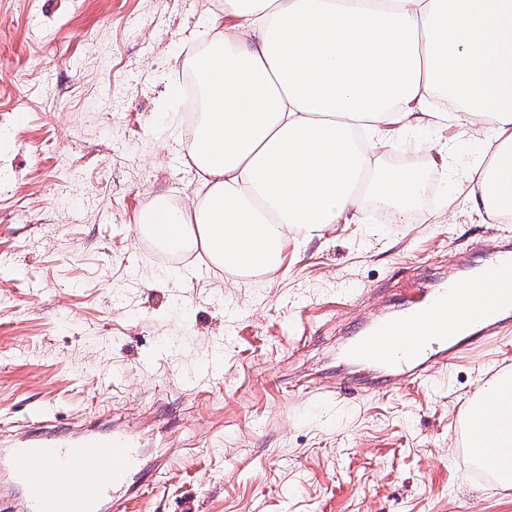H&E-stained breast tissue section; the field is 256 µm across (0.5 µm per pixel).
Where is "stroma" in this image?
I'll return each mask as SVG.
<instances>
[{"mask_svg": "<svg viewBox=\"0 0 512 512\" xmlns=\"http://www.w3.org/2000/svg\"><path fill=\"white\" fill-rule=\"evenodd\" d=\"M216 0H0V433L50 410L69 436L112 417L172 466L133 512H512L462 450L466 402L512 370V337L424 387L338 402L339 336L512 222L472 205L476 138L448 120L378 151L419 180L409 223L291 239L251 279L135 231L195 196L183 78ZM219 357L203 393L183 377ZM307 382L295 391L297 382Z\"/></svg>", "mask_w": 512, "mask_h": 512, "instance_id": "1", "label": "stroma"}]
</instances>
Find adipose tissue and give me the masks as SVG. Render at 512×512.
<instances>
[{"label":"adipose tissue","instance_id":"adipose-tissue-1","mask_svg":"<svg viewBox=\"0 0 512 512\" xmlns=\"http://www.w3.org/2000/svg\"><path fill=\"white\" fill-rule=\"evenodd\" d=\"M206 34L192 60L206 110L189 146L206 190L178 206L151 200L139 219L172 250L248 278L278 269L294 234L355 223L363 200L406 218L417 182L371 172L384 131L449 117L487 124L472 202L512 221V0H224ZM465 426L471 458L493 457L492 488L512 492L511 372L470 399Z\"/></svg>","mask_w":512,"mask_h":512}]
</instances>
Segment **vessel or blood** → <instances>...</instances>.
Returning <instances> with one entry per match:
<instances>
[{"instance_id": "1", "label": "vessel or blood", "mask_w": 512, "mask_h": 512, "mask_svg": "<svg viewBox=\"0 0 512 512\" xmlns=\"http://www.w3.org/2000/svg\"><path fill=\"white\" fill-rule=\"evenodd\" d=\"M477 291L481 304L466 305ZM510 324L512 238L504 236L461 274L408 289L400 303L359 322L340 356L365 370L348 377L346 388L365 394L430 383L463 349ZM154 474L143 465L137 439L108 418L73 439L47 424L36 437L0 447V500L8 512H97L105 499L123 510Z\"/></svg>"}]
</instances>
